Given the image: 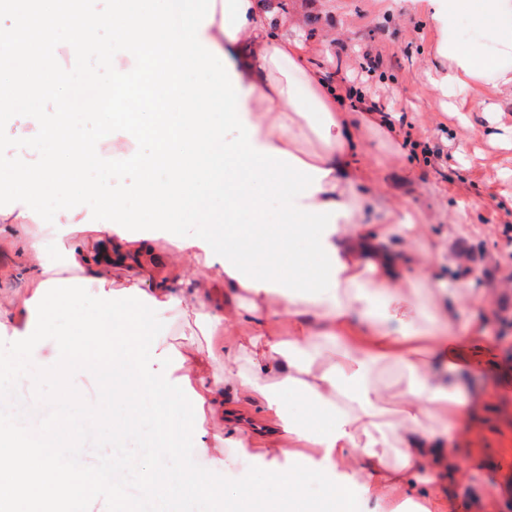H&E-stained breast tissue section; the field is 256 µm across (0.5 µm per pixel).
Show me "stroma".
<instances>
[{"label":"stroma","instance_id":"1","mask_svg":"<svg viewBox=\"0 0 512 512\" xmlns=\"http://www.w3.org/2000/svg\"><path fill=\"white\" fill-rule=\"evenodd\" d=\"M281 15L301 12L291 30L303 41L327 81L355 89L386 111L389 127L362 129L368 168L357 188L367 223L399 204L419 215L437 253L406 279L427 275L443 290L444 306L458 320L483 319L487 334L469 353L484 349L491 363L462 375L475 412L451 438L469 474V512H512V100L493 112L447 111L442 93L427 78L436 28L421 12L393 0H275ZM80 294L78 312L58 318L27 340L24 359L37 368L53 362L63 340L82 342L99 318L97 290L79 273L69 275ZM21 232L0 224V304L25 295ZM161 336L172 345L194 342L210 373L224 372L223 333L204 334L193 307L165 313ZM193 456L202 467L230 479L260 465L258 449L224 445L223 424L193 432Z\"/></svg>","mask_w":512,"mask_h":512}]
</instances>
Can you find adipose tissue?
Masks as SVG:
<instances>
[{"instance_id":"1","label":"adipose tissue","mask_w":512,"mask_h":512,"mask_svg":"<svg viewBox=\"0 0 512 512\" xmlns=\"http://www.w3.org/2000/svg\"><path fill=\"white\" fill-rule=\"evenodd\" d=\"M414 2L438 31L437 65L429 73L435 88L466 93L478 87L512 95V0ZM464 11L475 19L483 45L461 46L457 21ZM287 24V18L261 10L257 0H215L201 35L234 70L257 147L287 152L323 170L318 190L301 198V206L343 207L325 241L339 262L335 289L319 299L259 290L243 286L221 263H213L204 295L219 298L221 311L202 313L203 326L244 335L228 347L223 376L201 368L192 344L176 348L159 342L154 355L164 365L165 377L155 378L146 367L130 377L117 364L111 325L124 324L137 343L154 335L158 313L186 301L168 286L150 240L128 241L110 228L95 233L92 248L72 237L62 247L56 270L43 264L42 244L30 236L24 241V258L33 292L11 304L15 335H33L46 318L77 309V293L61 289L63 269L88 274L95 282L101 316L87 341L63 342L51 364L32 370L18 355L1 362L0 370L33 387L63 385L74 370L105 381L113 402L130 409L128 416L113 419L116 436L135 428L140 391L153 390L162 405L166 385L177 379L194 405L216 406L225 446H262L290 463L289 470L272 472L280 487L276 503L266 504L262 486L243 483L225 493V512H252L261 505L268 512H309L303 486L307 476L325 486L336 512H385V504L395 498L423 499L433 512H449L465 496L467 474L458 468L460 451L448 446L442 425L465 423L473 414L463 385L451 375L459 357L455 341L481 337L483 330L476 322L457 325L445 307L430 304L419 286L404 288L403 263L429 257L431 249L401 259L380 250L382 233L414 231L412 215L390 206L380 225L361 223L363 205L355 187L366 171L358 124H378L382 116L358 112L347 91L329 84L304 43L283 36ZM487 43L496 46V53L484 51ZM115 264L143 269L153 288L132 286L117 294L105 275ZM382 364L405 373L406 386L398 396L376 379ZM226 388L276 416L280 433L261 436L243 416L225 409L219 392ZM287 390L325 412L327 424L309 428L287 415L282 405Z\"/></svg>"}]
</instances>
